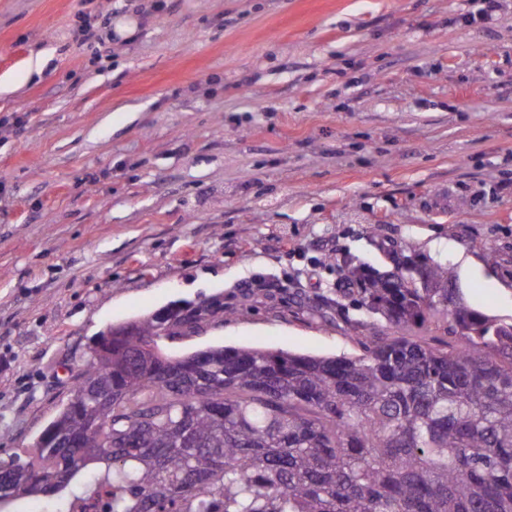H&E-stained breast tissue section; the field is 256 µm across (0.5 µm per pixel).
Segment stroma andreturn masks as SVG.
<instances>
[{"mask_svg": "<svg viewBox=\"0 0 512 512\" xmlns=\"http://www.w3.org/2000/svg\"><path fill=\"white\" fill-rule=\"evenodd\" d=\"M470 8L0 0V458L33 451L99 332L150 312L223 304L172 355L361 354L347 256L450 264L512 322V0Z\"/></svg>", "mask_w": 512, "mask_h": 512, "instance_id": "stroma-1", "label": "stroma"}]
</instances>
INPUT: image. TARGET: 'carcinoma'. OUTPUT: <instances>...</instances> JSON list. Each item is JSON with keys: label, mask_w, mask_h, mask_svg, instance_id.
Wrapping results in <instances>:
<instances>
[{"label": "carcinoma", "mask_w": 512, "mask_h": 512, "mask_svg": "<svg viewBox=\"0 0 512 512\" xmlns=\"http://www.w3.org/2000/svg\"><path fill=\"white\" fill-rule=\"evenodd\" d=\"M345 288L398 331L452 324L450 352L369 337L359 356L212 347L148 362L141 345L213 305L136 319L112 338L26 462L0 458V509L65 494L62 512H512V323L469 308L446 263L387 251Z\"/></svg>", "instance_id": "cac0c4a2"}]
</instances>
